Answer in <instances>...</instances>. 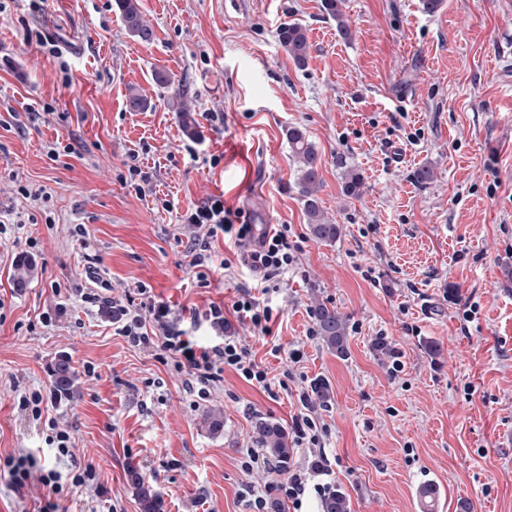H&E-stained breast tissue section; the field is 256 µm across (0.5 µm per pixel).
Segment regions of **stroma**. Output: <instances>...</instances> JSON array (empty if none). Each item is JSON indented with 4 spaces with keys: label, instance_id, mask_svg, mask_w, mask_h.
I'll use <instances>...</instances> for the list:
<instances>
[{
    "label": "stroma",
    "instance_id": "obj_1",
    "mask_svg": "<svg viewBox=\"0 0 512 512\" xmlns=\"http://www.w3.org/2000/svg\"><path fill=\"white\" fill-rule=\"evenodd\" d=\"M140 3L153 28L147 43L127 34L115 0H43L38 13L30 0H0V207L15 172L53 189L46 205L27 209L55 219L24 228L42 252L23 287L11 245H0V455L35 448L62 471L93 464L100 492L66 495L68 512H141L132 466L164 512H242L241 485L271 479L241 468L256 418L290 426L321 379L332 390L315 407L328 429L323 466L350 512H423L417 489L426 481L439 490L440 512H459L463 501L471 512H512V0H442L432 15L420 0H342L346 38L323 0ZM294 21L310 43L302 67L277 40ZM40 31L60 44L71 83L38 51ZM157 71L170 87L154 81ZM133 88L149 109H128ZM176 90L194 111L195 136L172 110ZM291 126L318 149V197L342 230L335 243L308 231ZM55 140L75 141L76 155L49 161L44 147ZM133 162L152 177L142 195L120 180ZM347 166L363 178L359 196L343 190ZM423 166L435 173L425 184L415 179ZM210 196L250 223L291 227L299 265L272 297L282 356L231 310L249 274L216 272L197 287L176 242L180 216ZM72 224L86 225L116 287L150 284L178 316L196 318L199 340L213 334L208 305L225 304V335L252 347L271 375L290 371L287 389L272 396L228 371L191 403L181 376L116 335L109 306L82 302L91 282ZM54 280L76 290L63 313L15 331L50 305ZM315 298L345 316L347 357L308 338ZM472 305L478 313L464 321ZM381 338L392 355L376 350ZM298 346L295 364L286 352ZM62 356L75 383L49 413L76 448L61 460L15 401L18 390L52 387ZM89 363L96 376L85 375ZM210 408L224 413L217 435L202 423Z\"/></svg>",
    "mask_w": 512,
    "mask_h": 512
}]
</instances>
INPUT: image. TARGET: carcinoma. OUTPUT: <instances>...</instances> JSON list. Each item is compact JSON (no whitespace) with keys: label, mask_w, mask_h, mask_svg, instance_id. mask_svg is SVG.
I'll return each mask as SVG.
<instances>
[{"label":"carcinoma","mask_w":512,"mask_h":512,"mask_svg":"<svg viewBox=\"0 0 512 512\" xmlns=\"http://www.w3.org/2000/svg\"><path fill=\"white\" fill-rule=\"evenodd\" d=\"M123 25L129 35L149 42L153 32L145 22L140 10L139 0H115ZM323 6L328 15L338 22V31L343 37L349 32L342 20L339 0H323ZM278 40L282 49L294 61L303 67L309 57L310 44L306 28L298 23H285L278 30ZM288 145L298 163L299 176L297 186L303 209L307 216L310 235L322 243H334L340 237L341 229L338 224L325 220L317 196L321 177L319 176L320 156L316 146L306 137L305 131L298 126L288 127ZM317 333L327 349L343 358L348 354L347 322L345 318L329 302L316 299L310 307ZM53 378L59 392H68L74 384V374L68 358L62 356L53 369ZM203 421L209 431L218 434L224 430V414L219 409H209L203 413ZM255 441L259 447L281 466H288L292 459L293 449L290 448L287 430L278 422L260 418L254 426ZM128 483L137 497L142 512H163L161 496L153 489L145 477L137 470H128ZM323 512H349V502L346 494L340 489L332 490L323 499Z\"/></svg>","instance_id":"obj_1"}]
</instances>
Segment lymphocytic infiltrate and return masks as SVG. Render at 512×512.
<instances>
[{"label": "lymphocytic infiltrate", "instance_id": "1", "mask_svg": "<svg viewBox=\"0 0 512 512\" xmlns=\"http://www.w3.org/2000/svg\"><path fill=\"white\" fill-rule=\"evenodd\" d=\"M181 222L187 237L184 250L198 286L209 287V278L216 270L228 272L236 265L245 268L255 284L239 287L232 309L240 319L249 322L259 337L271 335L270 323L275 315L269 296L279 292L283 275L299 261L296 248L288 240V225L260 229L244 222L241 211L225 208L223 198L218 196L188 209ZM222 238L234 245L235 259H220L212 253V243ZM135 293L141 298L138 305L130 308L121 305L115 309L117 335L124 337L131 346L155 349L162 365L183 376L187 394L201 400L208 398L212 389L223 382L228 370L251 385L271 391L273 380L267 367L258 363L245 345L225 336L223 306L213 303L206 310L205 317L215 335L210 344L203 345L180 327L167 303L155 299L150 285L137 283ZM49 401L48 394L31 389L19 395L17 407L47 427L45 442L56 448L59 456H71L75 439L68 427L49 415ZM241 455L245 472L261 469L273 476L272 481L260 489L243 484L239 499L245 512H269L274 500L281 504L283 512H300L308 492L321 495L329 489L328 484L314 482L311 473L301 464L284 471L258 449H242ZM0 471L7 475L15 490L34 482L42 486L44 494L33 512H59V501L66 487L93 490L98 486V473L93 465H85L66 479L56 469L42 464L36 451L31 449L5 456L0 460Z\"/></svg>", "mask_w": 512, "mask_h": 512}]
</instances>
